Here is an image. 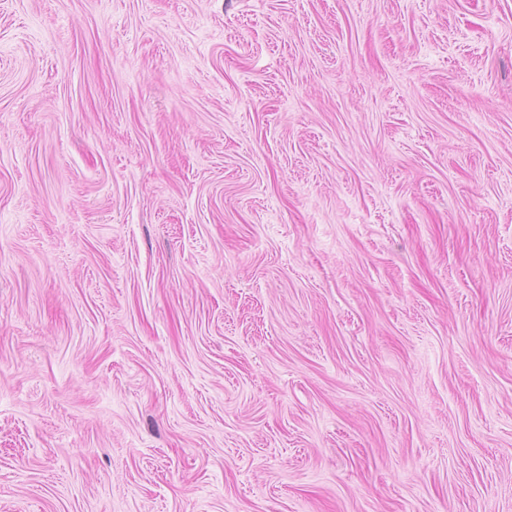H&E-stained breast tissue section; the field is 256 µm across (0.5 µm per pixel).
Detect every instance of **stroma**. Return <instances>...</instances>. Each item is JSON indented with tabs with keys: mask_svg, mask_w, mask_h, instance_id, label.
Returning a JSON list of instances; mask_svg holds the SVG:
<instances>
[{
	"mask_svg": "<svg viewBox=\"0 0 512 512\" xmlns=\"http://www.w3.org/2000/svg\"><path fill=\"white\" fill-rule=\"evenodd\" d=\"M0 512H512V0H0Z\"/></svg>",
	"mask_w": 512,
	"mask_h": 512,
	"instance_id": "1",
	"label": "stroma"
}]
</instances>
